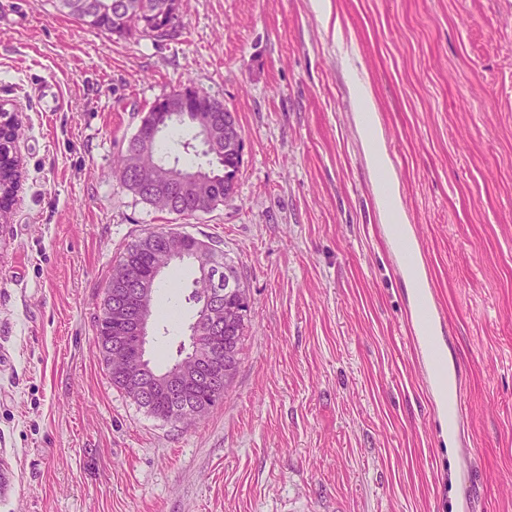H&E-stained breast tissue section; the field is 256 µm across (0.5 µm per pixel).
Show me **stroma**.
Instances as JSON below:
<instances>
[{"label":"stroma","mask_w":512,"mask_h":512,"mask_svg":"<svg viewBox=\"0 0 512 512\" xmlns=\"http://www.w3.org/2000/svg\"><path fill=\"white\" fill-rule=\"evenodd\" d=\"M358 83L463 365L453 435L409 342ZM187 86L244 139L233 199L192 220L113 174ZM1 102L22 176L0 223V512H512V0H332L325 18L312 0H179L164 40L0 0ZM159 228L222 240L251 298L230 388L188 425L113 387L95 343L114 265ZM194 277L158 282V368L187 339Z\"/></svg>","instance_id":"obj_1"}]
</instances>
